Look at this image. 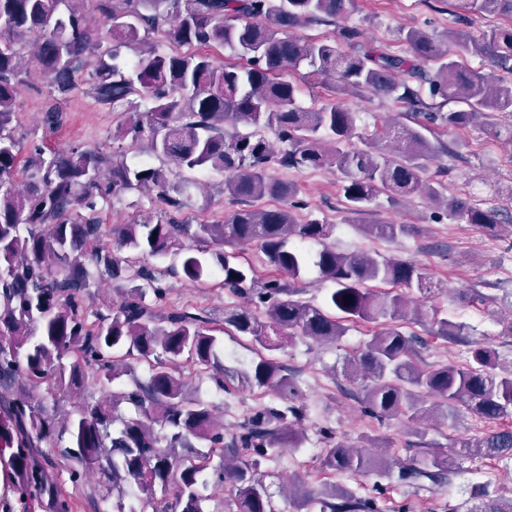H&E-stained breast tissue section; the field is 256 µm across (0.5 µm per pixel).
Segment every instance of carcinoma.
Masks as SVG:
<instances>
[{"label":"carcinoma","mask_w":512,"mask_h":512,"mask_svg":"<svg viewBox=\"0 0 512 512\" xmlns=\"http://www.w3.org/2000/svg\"><path fill=\"white\" fill-rule=\"evenodd\" d=\"M458 9L512 18V0H450ZM348 0H0V474L5 507L19 512H75L71 496L55 479L60 456L68 478L88 473L99 480L112 512H205L200 489L232 488L228 512H276L274 494L257 477L262 462L303 447L300 410L263 406L226 434L210 403L191 397L177 367L180 358L224 388L220 339L213 321L185 310L157 313L145 302L149 287L166 295L148 259L181 257L184 280L202 281L216 269L220 284L244 299L224 312V325L250 337L257 360L240 372L241 385L266 388L283 402L300 392L293 374L273 358L298 337L338 342L349 324L376 331L364 349L343 362L345 377L359 383L364 408L409 431L436 418L437 410H465L488 421L512 418V366L501 365L486 346L464 365L424 366L418 338L401 325L429 323L437 336H458L462 325L411 298L430 290L426 269L414 262L345 254L325 243L332 227L296 221L288 201L295 188L276 169H336L348 211L362 214L378 197L394 203L425 194L457 221L492 236L512 237L493 210L449 198L424 177L422 161L447 150L428 133L437 123L450 130L479 124L512 144V81L468 70L448 45L489 60L512 73V25L481 38L459 30L438 37L411 27L406 54L358 42L341 28L352 49L336 39L311 38L299 29L331 26ZM157 38L174 46L161 52ZM218 45L237 57L215 64L184 46ZM133 52V57L125 51ZM42 75L52 91L67 93L78 76L88 79L94 101L128 115L118 138L147 141L160 164L130 165L124 147L110 151L71 148L23 152L12 123L24 66ZM309 68L347 93L369 91L406 106L420 120L391 122L369 148L352 142L357 112L336 104L301 106V85L285 72ZM149 107L137 111L138 101ZM463 107L442 111L448 101ZM274 131V146L264 130ZM209 167L224 173V194L239 204L221 224H191L182 217L188 194L176 171ZM23 171L22 188L13 187ZM157 192L164 211L132 224L104 221V207L128 192ZM282 202L272 209L251 202ZM370 235L395 240L405 224H361ZM321 249L311 253L306 245ZM254 244L274 274L258 280L236 263L228 247ZM314 267L335 284L325 305L299 297L302 273ZM141 281L106 313L92 308L91 288L106 281ZM349 299H344V296ZM126 350L127 358L114 356ZM151 367L147 382L137 366ZM129 376L132 386L95 397ZM84 392L74 412L63 405ZM127 404L133 413L120 411ZM57 449V455L44 452ZM225 451L213 468L210 453ZM512 456V428L457 441L449 453L430 452L400 478L437 480L457 456ZM327 470L355 475L390 470L377 454L352 450L327 437L321 456ZM139 490L140 508L125 510V487ZM321 512H360L370 505L349 489L332 485L319 497ZM469 512H512V499L482 491Z\"/></svg>","instance_id":"carcinoma-1"}]
</instances>
